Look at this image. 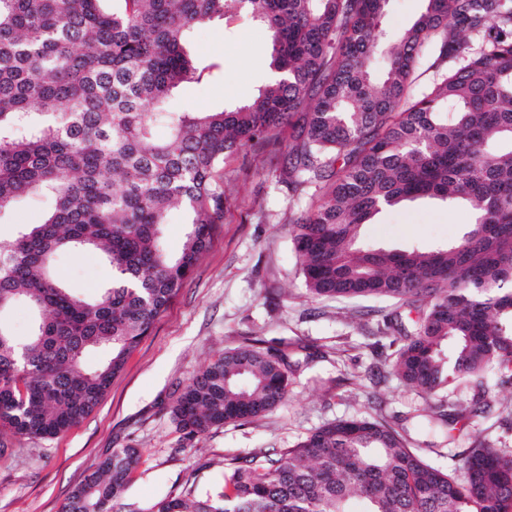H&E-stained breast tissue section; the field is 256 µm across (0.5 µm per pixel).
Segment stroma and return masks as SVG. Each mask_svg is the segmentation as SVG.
Returning a JSON list of instances; mask_svg holds the SVG:
<instances>
[{
    "label": "stroma",
    "instance_id": "35a3bbf8",
    "mask_svg": "<svg viewBox=\"0 0 512 512\" xmlns=\"http://www.w3.org/2000/svg\"><path fill=\"white\" fill-rule=\"evenodd\" d=\"M187 47L198 62L219 64L221 71L183 83L167 97V111L231 107L269 81V33L252 18L194 28ZM224 192L234 206L211 247L100 404L55 438L13 439L0 458V512H60L89 470L125 445L140 448L143 458L122 501L132 512H147L187 479L203 492L218 488L225 458L288 447L324 422L368 413L371 402L381 403L397 422L422 409L417 394L388 374V340L374 336L390 319L409 324L407 308L379 297L308 294L291 244L292 197L264 157H247L245 171L225 181ZM49 208L45 197L19 199L0 212V236L41 223ZM471 221L468 207L418 200L375 215L361 226L360 241L386 249L448 244ZM54 270L63 285L89 295L112 282L111 267L93 250L56 256ZM248 337L287 344L298 361L286 404L180 444L167 411L174 391Z\"/></svg>",
    "mask_w": 512,
    "mask_h": 512
}]
</instances>
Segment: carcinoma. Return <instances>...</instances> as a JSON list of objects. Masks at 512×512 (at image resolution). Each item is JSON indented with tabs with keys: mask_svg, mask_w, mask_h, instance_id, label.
I'll use <instances>...</instances> for the list:
<instances>
[{
	"mask_svg": "<svg viewBox=\"0 0 512 512\" xmlns=\"http://www.w3.org/2000/svg\"><path fill=\"white\" fill-rule=\"evenodd\" d=\"M103 2L0 0V211L52 197L42 223L0 238V314L18 301L38 313L24 344L0 322V435L52 438L96 408L224 223L233 161L274 151L288 189L318 194L288 217L308 293L413 308L412 330L386 325L402 336L390 373L425 402L433 434L468 448L451 474L381 412L334 419L226 459L220 489L188 480L150 512H348L352 499L367 512H512V448L450 428L478 412L471 391L512 380V0H424L398 33L381 25L389 0ZM242 10L268 30L281 78L231 109L166 111L173 89L216 68L195 66L191 30ZM426 55L435 78L416 91ZM421 199L463 203L473 220L446 247L359 244L362 224ZM174 209L188 224L177 255L164 241ZM80 249L112 267L95 297L51 271ZM90 348L108 358L86 372ZM297 367L257 338L224 351L171 400L180 440L273 412ZM140 461L112 449L62 512H114Z\"/></svg>",
	"mask_w": 512,
	"mask_h": 512,
	"instance_id": "cac0c4a2",
	"label": "carcinoma"
}]
</instances>
